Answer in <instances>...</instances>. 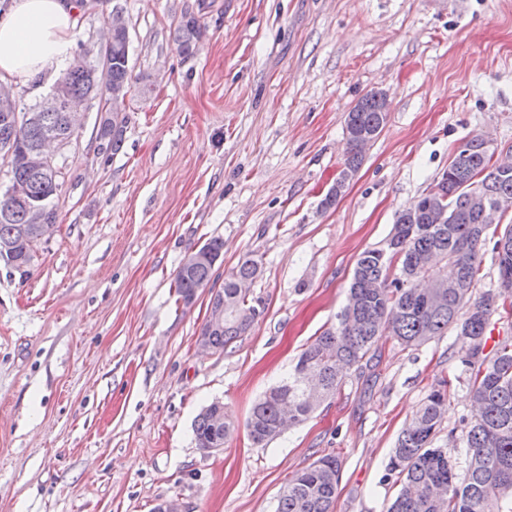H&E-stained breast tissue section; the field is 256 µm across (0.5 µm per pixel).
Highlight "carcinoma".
<instances>
[{
	"mask_svg": "<svg viewBox=\"0 0 512 512\" xmlns=\"http://www.w3.org/2000/svg\"><path fill=\"white\" fill-rule=\"evenodd\" d=\"M124 23L121 10L107 19L112 31V88L128 95L133 66L127 63L130 46L122 31ZM201 35L199 19L184 13L173 29V42L183 59L196 55ZM57 81L76 98H99L94 59L82 68L63 70ZM102 108L107 114L100 117L97 129L99 151L114 156L123 147L128 115L114 116L107 101ZM29 111L39 113L33 122L17 109L0 110V167L9 176L0 195V246H9L3 263L22 279L29 274L39 242L37 225L57 221L64 183L62 171L41 172L28 161L33 148L62 129V113H40L36 104ZM387 116L372 91L347 112L349 152L343 171L356 175L368 145L366 136L377 139ZM476 173L483 174L489 199L512 205V173L502 176L481 138L467 140L436 190L397 216L383 246L361 254L349 287L352 303L343 308L336 326L301 353L288 379L253 405L246 420L252 443L264 447L285 432L280 422L283 401H288L292 412L288 427L307 420L317 404L336 392L346 373L361 365L380 333L390 331L403 344L420 346L454 327L461 340L458 355L465 383L478 408L463 437L466 476L459 479L457 463L442 449L431 447L448 411L446 390L435 387L397 438L388 470L398 475L400 489L384 512H512V344L485 352L492 317L512 315V293L507 295L499 287L478 299L472 297L480 250L488 235L484 212L468 194V181ZM443 196L448 197V214L440 224L435 209ZM33 203L38 206L35 213ZM499 243L493 241L499 276L512 280V246L501 253ZM223 247L221 239L211 238L199 248L205 259L180 266L174 281L178 299L185 301L208 285ZM450 267L457 270V287L435 288L430 293L417 288L420 278L437 276ZM258 268V260L246 257L224 277V325L202 329L212 352H223L264 313L259 302L248 300L236 288V282L253 279ZM234 431L235 423L224 417V404L219 401L206 406L193 424L200 448H222ZM339 474L337 458L316 460L288 480L275 512H333Z\"/></svg>",
	"mask_w": 512,
	"mask_h": 512,
	"instance_id": "obj_1",
	"label": "carcinoma"
}]
</instances>
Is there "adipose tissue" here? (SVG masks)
Here are the masks:
<instances>
[{
  "label": "adipose tissue",
  "mask_w": 512,
  "mask_h": 512,
  "mask_svg": "<svg viewBox=\"0 0 512 512\" xmlns=\"http://www.w3.org/2000/svg\"><path fill=\"white\" fill-rule=\"evenodd\" d=\"M76 0H12L0 14V80L52 73L68 56Z\"/></svg>",
  "instance_id": "ef3b65f1"
}]
</instances>
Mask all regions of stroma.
<instances>
[{"label": "stroma", "mask_w": 512, "mask_h": 512, "mask_svg": "<svg viewBox=\"0 0 512 512\" xmlns=\"http://www.w3.org/2000/svg\"><path fill=\"white\" fill-rule=\"evenodd\" d=\"M122 8L137 82L122 150L98 152L91 104L58 162L55 232L30 275L0 263V512H274L290 477L341 461L334 512H382L396 439L432 387L448 391L434 447L463 461L475 415L455 332L412 348L380 336L307 421L254 446L253 403L333 326L356 263L432 191L463 142L512 153V0H92L73 36L92 47ZM204 35L193 59L171 32ZM387 92V124L331 208L345 117ZM224 274L260 263L265 311L224 352L196 338L211 288L178 301L176 273L208 239ZM222 401L236 430L197 448ZM203 27L191 13H184L173 29V42L183 59L193 58L198 50V43ZM235 428V423L224 417V404L215 401L196 417L193 433L198 447L210 452L224 448L227 437L232 435Z\"/></svg>", "instance_id": "obj_1"}]
</instances>
